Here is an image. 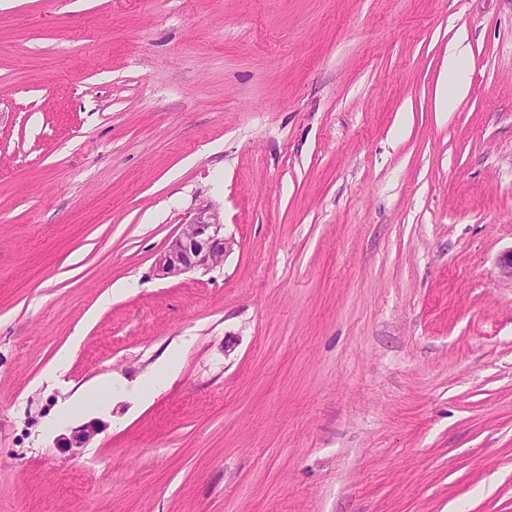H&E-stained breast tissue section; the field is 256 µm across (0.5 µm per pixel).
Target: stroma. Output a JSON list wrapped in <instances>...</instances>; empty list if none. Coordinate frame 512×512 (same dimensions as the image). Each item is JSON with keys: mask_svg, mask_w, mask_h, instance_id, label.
I'll return each instance as SVG.
<instances>
[{"mask_svg": "<svg viewBox=\"0 0 512 512\" xmlns=\"http://www.w3.org/2000/svg\"><path fill=\"white\" fill-rule=\"evenodd\" d=\"M510 251L512 0H0V512H512ZM464 54L460 50V42L448 45V70L453 75L452 96L448 97V83L446 87H442L439 94V102L443 111H448L453 108L455 101L463 97L468 89L469 84L465 78L460 64L463 60ZM224 218L209 205L201 208L157 256L156 275L177 278L190 272H209L233 250L235 241L224 235Z\"/></svg>", "mask_w": 512, "mask_h": 512, "instance_id": "obj_1", "label": "stroma"}]
</instances>
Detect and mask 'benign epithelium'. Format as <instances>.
Instances as JSON below:
<instances>
[{"label":"benign epithelium","mask_w":512,"mask_h":512,"mask_svg":"<svg viewBox=\"0 0 512 512\" xmlns=\"http://www.w3.org/2000/svg\"><path fill=\"white\" fill-rule=\"evenodd\" d=\"M234 244L233 238L224 235V218L205 206L180 225L179 233L157 256L154 271L162 279L200 270L206 273L224 261ZM95 434L96 429L92 425H84L74 431L70 446L82 448Z\"/></svg>","instance_id":"1"}]
</instances>
